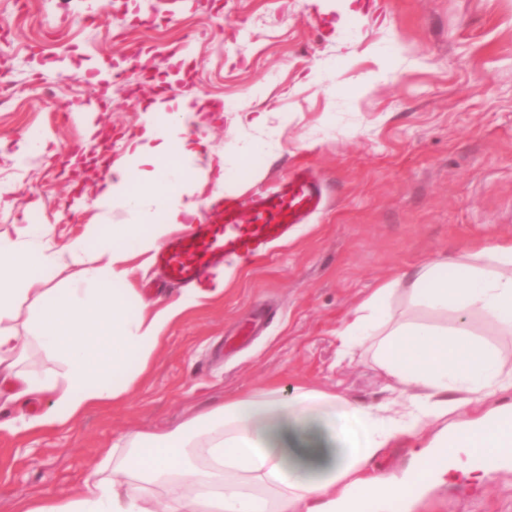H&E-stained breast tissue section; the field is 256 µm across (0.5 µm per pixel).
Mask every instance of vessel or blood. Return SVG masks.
I'll return each instance as SVG.
<instances>
[{"instance_id":"b4317fda","label":"vessel or blood","mask_w":512,"mask_h":512,"mask_svg":"<svg viewBox=\"0 0 512 512\" xmlns=\"http://www.w3.org/2000/svg\"><path fill=\"white\" fill-rule=\"evenodd\" d=\"M323 186L306 167L292 177L264 183L211 202L210 216L172 237L154 256L160 282L191 286L232 259L266 256L288 239L295 225L324 210Z\"/></svg>"}]
</instances>
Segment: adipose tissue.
Masks as SVG:
<instances>
[{"mask_svg": "<svg viewBox=\"0 0 512 512\" xmlns=\"http://www.w3.org/2000/svg\"><path fill=\"white\" fill-rule=\"evenodd\" d=\"M198 154L182 120L146 125L105 174L93 203L75 204L97 214L66 248L81 268L74 287H51L59 257L43 238L0 237V375L16 381L11 401L52 394L34 427H63L122 398L147 372L170 323L205 299L191 288L166 304L142 300L137 311L129 309L136 290L128 262L187 228L209 184L222 182L195 168ZM132 171L137 181L129 180ZM173 176L179 188L170 193ZM117 207L127 211V223H107ZM91 244L97 251L89 261ZM35 286L38 310L20 337L11 327L16 302ZM401 289L415 306L454 312L457 325L393 321L390 302ZM474 312L512 334V242H487L473 262L445 256L384 283L338 328L339 357L368 348L393 379L396 398L363 404L305 387L287 398L275 389L234 396L169 432L129 434L109 476L86 483L76 497L30 498L23 512H402L413 498L411 479L371 471L392 440L420 441L416 461L441 476L448 473L441 448L469 456L512 449V424L501 426L496 410H479L488 396L512 391V370L502 351L474 339L467 326ZM26 338L64 362L63 380L21 370ZM152 486L165 488L164 503L149 495Z\"/></svg>", "mask_w": 512, "mask_h": 512, "instance_id": "adipose-tissue-1", "label": "adipose tissue"}]
</instances>
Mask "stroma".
I'll use <instances>...</instances> for the list:
<instances>
[{"label": "stroma", "instance_id": "1", "mask_svg": "<svg viewBox=\"0 0 512 512\" xmlns=\"http://www.w3.org/2000/svg\"><path fill=\"white\" fill-rule=\"evenodd\" d=\"M86 64L121 78L85 81ZM186 95L202 103L188 127L200 163L223 164L225 189L304 164L328 204L187 308L121 400L27 432L50 396L9 405L0 512L78 494L130 431H169L239 393L391 399L369 357L338 360L342 321L419 264L512 240V0H0V236L41 225L62 250L83 229L73 200H93L102 179L66 171L68 149L102 141L113 164L147 111ZM83 109L97 133L73 120ZM472 486L475 504L459 496ZM452 503L512 512V472H456L416 512Z\"/></svg>", "mask_w": 512, "mask_h": 512}]
</instances>
